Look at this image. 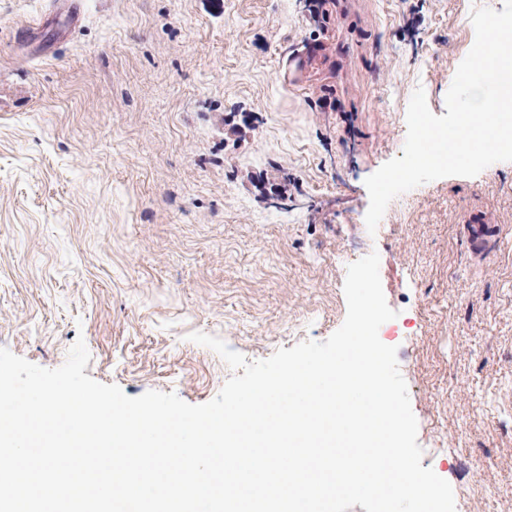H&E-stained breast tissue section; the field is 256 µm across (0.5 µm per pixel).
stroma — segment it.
<instances>
[{
  "mask_svg": "<svg viewBox=\"0 0 512 512\" xmlns=\"http://www.w3.org/2000/svg\"><path fill=\"white\" fill-rule=\"evenodd\" d=\"M53 6L0 0V347L53 369L81 338L94 380L203 404L233 371L191 333L250 362L326 340L375 252L422 467L456 512H512V162L365 224L411 95L445 114L471 12L502 0H85L64 39ZM321 58V49L317 46H309L305 48L303 54L292 53L288 57L286 66L281 74L283 79L288 78L298 69L304 68L311 64L313 61Z\"/></svg>",
  "mask_w": 512,
  "mask_h": 512,
  "instance_id": "1",
  "label": "stroma"
}]
</instances>
